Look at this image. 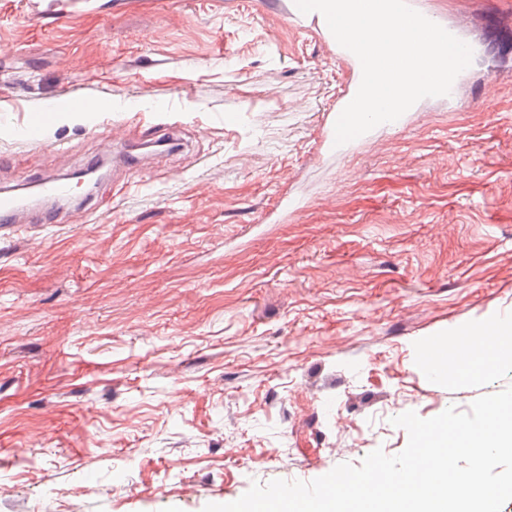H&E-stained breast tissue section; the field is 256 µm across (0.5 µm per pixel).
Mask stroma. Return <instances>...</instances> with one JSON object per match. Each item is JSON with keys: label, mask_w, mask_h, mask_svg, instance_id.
Returning a JSON list of instances; mask_svg holds the SVG:
<instances>
[{"label": "stroma", "mask_w": 512, "mask_h": 512, "mask_svg": "<svg viewBox=\"0 0 512 512\" xmlns=\"http://www.w3.org/2000/svg\"><path fill=\"white\" fill-rule=\"evenodd\" d=\"M409 5L479 65L333 149L361 65L290 0H0V190L102 173L0 227V512H203L512 385L451 349L512 324V0ZM96 110L94 101L78 95L63 96L53 105L42 111L38 118H35L25 129V136L30 140H40L45 127H47L54 118V112H90Z\"/></svg>", "instance_id": "obj_1"}]
</instances>
